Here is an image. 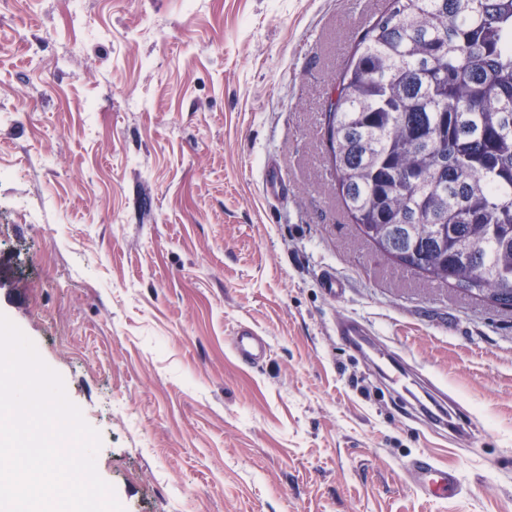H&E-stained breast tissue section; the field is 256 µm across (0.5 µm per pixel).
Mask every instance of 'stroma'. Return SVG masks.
Listing matches in <instances>:
<instances>
[{
	"label": "stroma",
	"mask_w": 512,
	"mask_h": 512,
	"mask_svg": "<svg viewBox=\"0 0 512 512\" xmlns=\"http://www.w3.org/2000/svg\"><path fill=\"white\" fill-rule=\"evenodd\" d=\"M384 8L0 0V313L100 432L124 512H512V312L392 263L336 194L325 108ZM342 315L447 388L464 436L418 421ZM420 454L462 494L422 498ZM231 339V348L234 355L246 364L258 363L269 352L267 339L252 327L239 326Z\"/></svg>",
	"instance_id": "35a3bbf8"
}]
</instances>
